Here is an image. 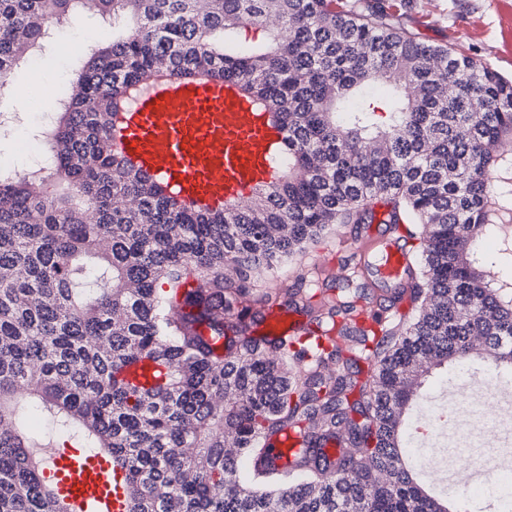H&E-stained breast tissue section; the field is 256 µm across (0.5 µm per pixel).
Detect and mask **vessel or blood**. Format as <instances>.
<instances>
[{
	"mask_svg": "<svg viewBox=\"0 0 512 512\" xmlns=\"http://www.w3.org/2000/svg\"><path fill=\"white\" fill-rule=\"evenodd\" d=\"M279 138L232 84H187L163 76L131 95L117 150L153 178L176 188L179 201L214 206L247 197L269 182V156ZM363 254L379 253L380 283L405 279L409 257L397 238L367 236ZM49 471L71 512H124L121 473L81 448L49 453Z\"/></svg>",
	"mask_w": 512,
	"mask_h": 512,
	"instance_id": "vessel-or-blood-1",
	"label": "vessel or blood"
}]
</instances>
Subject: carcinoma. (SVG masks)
I'll return each instance as SVG.
<instances>
[{
    "instance_id": "cac0c4a2",
    "label": "carcinoma",
    "mask_w": 512,
    "mask_h": 512,
    "mask_svg": "<svg viewBox=\"0 0 512 512\" xmlns=\"http://www.w3.org/2000/svg\"><path fill=\"white\" fill-rule=\"evenodd\" d=\"M79 2L0 0L1 82ZM404 6L96 0L116 32L39 131L48 167L0 170V512H69L18 395L124 471L127 512H449L409 463L406 419L435 368L481 359L489 387L512 373V284L491 271L512 265V79L418 40ZM248 24L268 40L237 45ZM159 75L235 83L284 135L274 180L184 207L135 170L116 116ZM50 179L60 191H40ZM380 201L412 254L389 303L356 277L254 295ZM505 226L490 261L482 242ZM242 298L300 310L304 335L249 336L261 312ZM288 432V467L255 464Z\"/></svg>"
}]
</instances>
